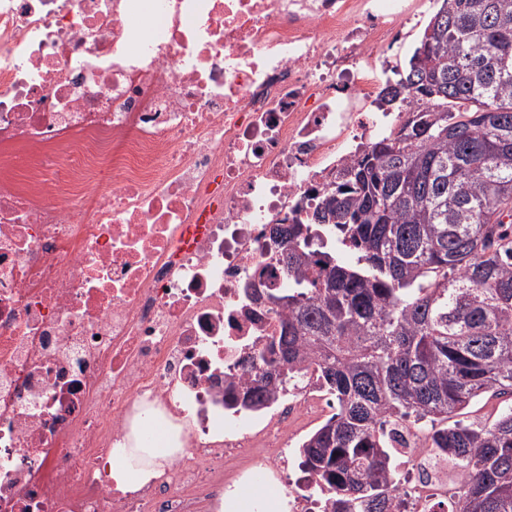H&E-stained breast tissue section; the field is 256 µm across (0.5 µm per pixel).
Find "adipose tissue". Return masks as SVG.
Here are the masks:
<instances>
[{
  "mask_svg": "<svg viewBox=\"0 0 512 512\" xmlns=\"http://www.w3.org/2000/svg\"><path fill=\"white\" fill-rule=\"evenodd\" d=\"M141 422H133L130 434L119 448L113 449L109 471L118 487L143 485L163 474L165 468L185 450L181 447L157 448L146 445ZM220 512H288V491L278 487L276 492L262 490L242 494L240 488L227 490L219 504Z\"/></svg>",
  "mask_w": 512,
  "mask_h": 512,
  "instance_id": "obj_1",
  "label": "adipose tissue"
}]
</instances>
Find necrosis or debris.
Returning a JSON list of instances; mask_svg holds the SVG:
<instances>
[{
    "label": "necrosis or debris",
    "instance_id": "obj_1",
    "mask_svg": "<svg viewBox=\"0 0 512 512\" xmlns=\"http://www.w3.org/2000/svg\"><path fill=\"white\" fill-rule=\"evenodd\" d=\"M419 22L412 0H0V512H211L287 477L321 389L255 417L224 387L276 333L277 228L386 132ZM161 415L186 455L118 489L107 457ZM394 448L401 512H448L462 476L421 428Z\"/></svg>",
    "mask_w": 512,
    "mask_h": 512
}]
</instances>
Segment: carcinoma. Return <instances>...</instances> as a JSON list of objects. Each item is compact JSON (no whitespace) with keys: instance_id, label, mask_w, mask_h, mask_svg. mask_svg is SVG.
<instances>
[{"instance_id":"obj_1","label":"carcinoma","mask_w":512,"mask_h":512,"mask_svg":"<svg viewBox=\"0 0 512 512\" xmlns=\"http://www.w3.org/2000/svg\"><path fill=\"white\" fill-rule=\"evenodd\" d=\"M439 2L382 96L399 128L277 229L279 336L241 383L259 410L312 368L335 398L299 447L322 512H395V421L462 475L457 512H512V0ZM485 397L493 422L457 419Z\"/></svg>"}]
</instances>
